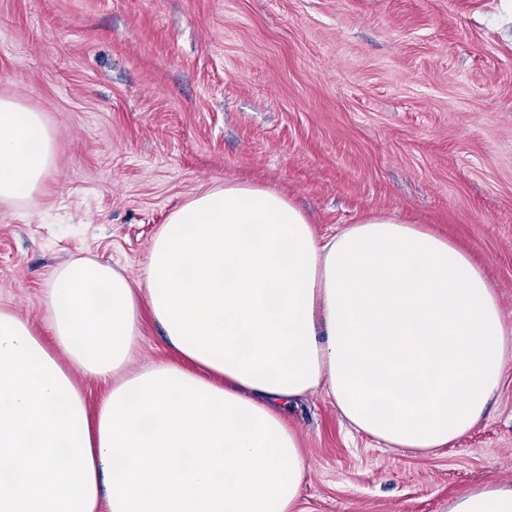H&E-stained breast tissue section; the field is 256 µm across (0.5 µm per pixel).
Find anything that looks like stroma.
Listing matches in <instances>:
<instances>
[{"mask_svg":"<svg viewBox=\"0 0 512 512\" xmlns=\"http://www.w3.org/2000/svg\"><path fill=\"white\" fill-rule=\"evenodd\" d=\"M0 97L42 113L46 183L0 203V308L45 344L75 258L139 278L169 214L227 181L282 191L318 233L380 211L448 236L512 325V16L501 0H0ZM140 310L134 368L175 361ZM295 512H448L512 481V363L438 455L384 448L324 393L288 415Z\"/></svg>","mask_w":512,"mask_h":512,"instance_id":"35a3bbf8","label":"stroma"}]
</instances>
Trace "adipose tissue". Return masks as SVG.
Returning <instances> with one entry per match:
<instances>
[{"label":"adipose tissue","instance_id":"1","mask_svg":"<svg viewBox=\"0 0 512 512\" xmlns=\"http://www.w3.org/2000/svg\"><path fill=\"white\" fill-rule=\"evenodd\" d=\"M53 153L41 114L0 98V202L39 190ZM45 303L55 353L0 308V512H292L305 461L285 406L322 391L372 440L436 454L512 361L494 286L447 238L390 214L321 238L248 183L175 209L139 281L79 258ZM143 304L178 363L133 369ZM76 371L107 383L96 409ZM448 512H512V483Z\"/></svg>","mask_w":512,"mask_h":512}]
</instances>
